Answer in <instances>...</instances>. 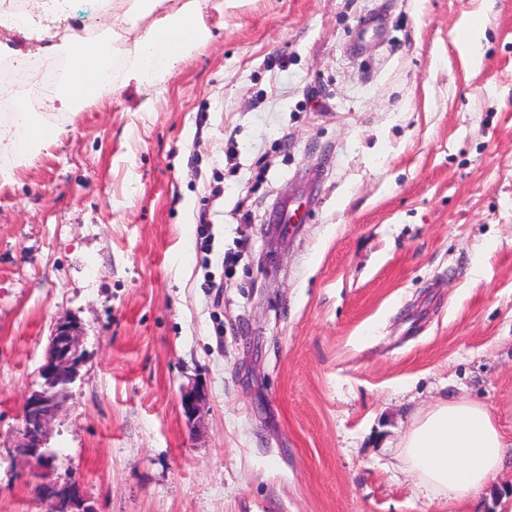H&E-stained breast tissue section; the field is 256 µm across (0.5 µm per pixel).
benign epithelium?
<instances>
[{"label": "benign epithelium", "instance_id": "benign-epithelium-1", "mask_svg": "<svg viewBox=\"0 0 512 512\" xmlns=\"http://www.w3.org/2000/svg\"><path fill=\"white\" fill-rule=\"evenodd\" d=\"M81 327L62 319L55 324L44 362L39 368L42 382L32 390L22 408L21 424L11 435V443L30 470L38 476L53 465L46 447L51 424L62 410L69 385L79 376L85 353ZM198 388L184 392L182 405L187 418L194 419L202 408ZM37 495L49 503L46 512H96L80 484H39Z\"/></svg>", "mask_w": 512, "mask_h": 512}]
</instances>
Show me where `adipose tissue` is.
<instances>
[{
  "mask_svg": "<svg viewBox=\"0 0 512 512\" xmlns=\"http://www.w3.org/2000/svg\"><path fill=\"white\" fill-rule=\"evenodd\" d=\"M209 0H112V41L73 36L66 50L69 87L62 103L103 96L99 73L107 55L120 57L128 76L149 83L203 41ZM148 21L139 31L140 21ZM54 129L19 101L13 123L0 124V158L22 161L53 137ZM512 440L483 405L464 400L434 404L414 420L401 443V461L427 499L466 504L501 471Z\"/></svg>",
  "mask_w": 512,
  "mask_h": 512,
  "instance_id": "1",
  "label": "adipose tissue"
}]
</instances>
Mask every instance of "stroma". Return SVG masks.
<instances>
[{"label":"stroma","mask_w":512,"mask_h":512,"mask_svg":"<svg viewBox=\"0 0 512 512\" xmlns=\"http://www.w3.org/2000/svg\"><path fill=\"white\" fill-rule=\"evenodd\" d=\"M205 20L156 85L47 105L56 137L0 179V436L67 317L85 359L45 480L97 512H512V463L457 505L399 457L447 398L512 438V0ZM303 184L306 223L273 233ZM45 509L1 444L0 512Z\"/></svg>","instance_id":"obj_1"}]
</instances>
